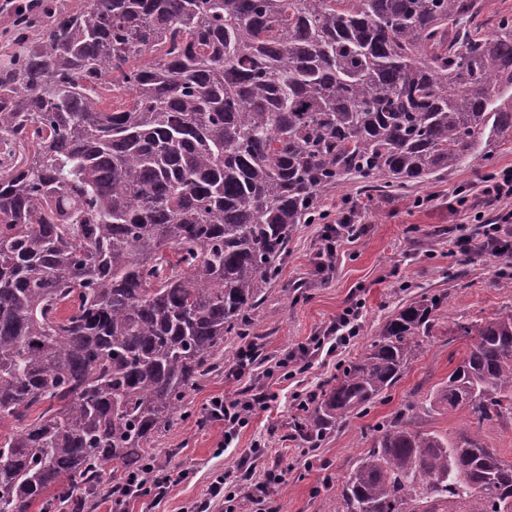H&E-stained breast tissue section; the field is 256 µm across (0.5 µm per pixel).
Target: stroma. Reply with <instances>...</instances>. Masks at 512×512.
<instances>
[{
  "label": "stroma",
  "instance_id": "obj_1",
  "mask_svg": "<svg viewBox=\"0 0 512 512\" xmlns=\"http://www.w3.org/2000/svg\"><path fill=\"white\" fill-rule=\"evenodd\" d=\"M489 160L440 178L411 184L394 195L348 182L330 192L327 210L343 199L371 202L358 235L337 248L334 266L317 272L324 225H297L281 271L254 317L253 333L264 361L252 365L243 380L213 372L190 391L184 416L155 442V453L168 471L187 477L171 487L157 504L132 501L126 512H183L201 501L218 474L236 471L254 445H262L259 469H277L283 483L277 490V512H338L337 487L371 444L378 426L412 403H423L447 380L470 343L460 336L461 323L486 321L512 313V279L498 273L502 263L490 256L467 255L456 246L460 237H478L480 225L463 223L449 206L457 188L474 185L488 167L512 165V141L489 146ZM433 196L431 206L414 207L419 196ZM444 293L447 303L436 316L419 358L384 395L352 423L310 446L291 437L298 400L326 388L339 368L362 354L375 340L379 325L400 304ZM360 310L359 334L336 350L318 352L306 372L287 376L277 363L298 345L322 335L347 308ZM272 401L257 408L229 448L219 449L223 422L196 419L213 398H251L262 392Z\"/></svg>",
  "mask_w": 512,
  "mask_h": 512
}]
</instances>
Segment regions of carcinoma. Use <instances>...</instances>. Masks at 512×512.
<instances>
[{
	"label": "carcinoma",
	"mask_w": 512,
	"mask_h": 512,
	"mask_svg": "<svg viewBox=\"0 0 512 512\" xmlns=\"http://www.w3.org/2000/svg\"><path fill=\"white\" fill-rule=\"evenodd\" d=\"M0 61V512L136 489L152 443L251 336L297 224L338 184L393 189L512 137V18L478 0H36ZM448 295L395 309L294 431L316 445L421 353ZM344 477L343 512H512L480 438L512 414V314ZM43 405L38 415L36 407ZM483 8L479 11L476 21L484 25L487 31H493L494 26L502 16H512V0H482ZM417 426L423 431H434L436 433H453L467 420H470L465 410H456L451 414L433 413L425 415L422 411L417 412Z\"/></svg>",
	"instance_id": "1"
}]
</instances>
